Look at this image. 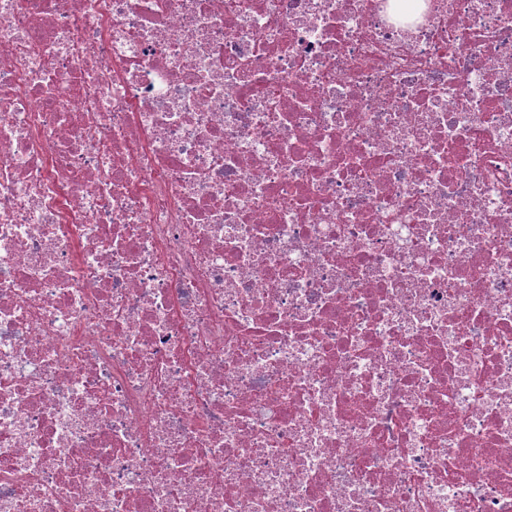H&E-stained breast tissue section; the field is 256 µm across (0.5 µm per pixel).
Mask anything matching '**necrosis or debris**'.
<instances>
[{
	"mask_svg": "<svg viewBox=\"0 0 512 512\" xmlns=\"http://www.w3.org/2000/svg\"><path fill=\"white\" fill-rule=\"evenodd\" d=\"M0 512H512V0H0Z\"/></svg>",
	"mask_w": 512,
	"mask_h": 512,
	"instance_id": "necrosis-or-debris-1",
	"label": "necrosis or debris"
}]
</instances>
